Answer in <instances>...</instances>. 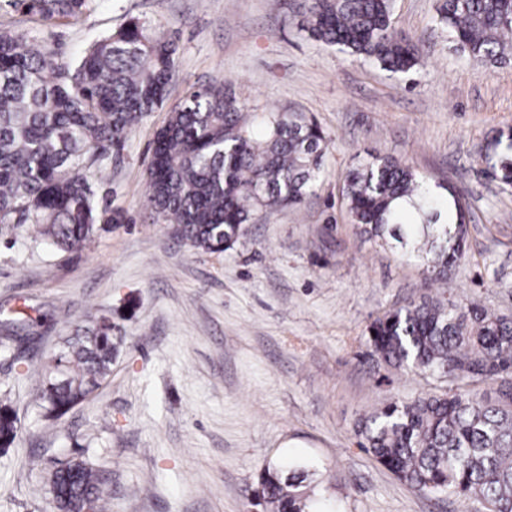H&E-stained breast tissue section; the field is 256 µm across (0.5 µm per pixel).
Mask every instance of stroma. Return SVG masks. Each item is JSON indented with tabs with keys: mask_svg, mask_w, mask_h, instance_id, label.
I'll list each match as a JSON object with an SVG mask.
<instances>
[{
	"mask_svg": "<svg viewBox=\"0 0 512 512\" xmlns=\"http://www.w3.org/2000/svg\"><path fill=\"white\" fill-rule=\"evenodd\" d=\"M442 0H395L394 26L423 49L408 74L309 38L284 15L301 0H95L90 14L30 23L58 58L137 17L176 37L168 101L192 84L227 86L248 111L315 119L328 138L321 182L301 204L260 214L231 250L204 253L148 202L150 113L112 150L93 189L110 220L89 249L0 232V405L19 436L0 451V512H56L62 461L99 469L108 512H262L259 475L313 463L319 512H488L485 502L423 495L359 447L384 404L441 391L372 356L370 323L410 299H439L421 265L348 220L340 184L371 154L459 189L470 210L454 298L512 316V187L484 172L485 143L512 127V62L460 56L437 27ZM112 318L107 382L56 420L38 371L63 336Z\"/></svg>",
	"mask_w": 512,
	"mask_h": 512,
	"instance_id": "35a3bbf8",
	"label": "stroma"
}]
</instances>
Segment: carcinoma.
Instances as JSON below:
<instances>
[{
	"label": "carcinoma",
	"mask_w": 512,
	"mask_h": 512,
	"mask_svg": "<svg viewBox=\"0 0 512 512\" xmlns=\"http://www.w3.org/2000/svg\"><path fill=\"white\" fill-rule=\"evenodd\" d=\"M94 0H9L27 20L50 26L79 21ZM393 0H304L297 25L312 38L392 73L419 65L418 44L392 26ZM437 24L456 51L497 64L512 52V0H443ZM178 44L132 17L60 60L40 39L0 29V226L33 224L63 251H80L107 209L88 175L168 97ZM328 139L312 119L246 112L222 88L189 87L156 132L147 174L152 207L193 248L231 249L243 225L267 210L299 204L317 187ZM489 166L512 186V132L489 141ZM349 217L403 256L419 262L431 284H448L464 256L467 207L460 195L431 186L410 164L372 155L344 177ZM372 353L397 371L457 381L494 380L489 395L454 391L393 400L370 414L360 446L419 492L468 498L490 512H512V319L477 305L411 301L373 321ZM112 320L62 339L42 374L44 416L57 419L112 373ZM18 436L0 406V449ZM312 473L277 464L258 477L255 499L266 512H311ZM100 475L84 462L58 470L51 491L65 512H105Z\"/></svg>",
	"instance_id": "carcinoma-1"
}]
</instances>
